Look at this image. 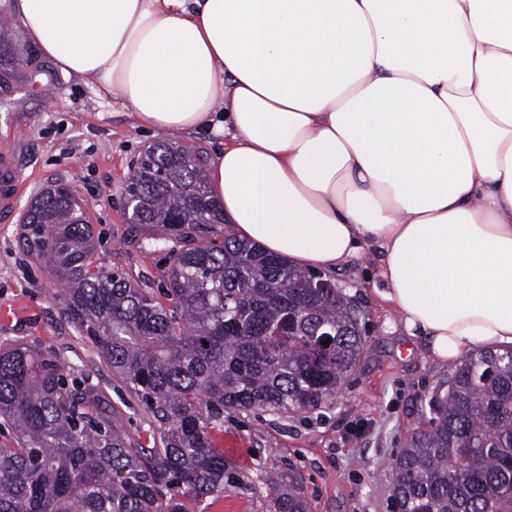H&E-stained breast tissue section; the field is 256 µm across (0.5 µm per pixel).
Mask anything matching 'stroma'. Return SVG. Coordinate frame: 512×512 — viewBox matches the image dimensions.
Listing matches in <instances>:
<instances>
[{"label": "stroma", "mask_w": 512, "mask_h": 512, "mask_svg": "<svg viewBox=\"0 0 512 512\" xmlns=\"http://www.w3.org/2000/svg\"><path fill=\"white\" fill-rule=\"evenodd\" d=\"M155 142L90 86L51 67L0 93V147L15 152L22 181L14 209L0 211V347L31 343L53 351L68 379L99 388L129 436L145 445L152 442L150 413L76 333L60 284L19 239L31 199L66 181L85 203L98 264L162 294L171 244L129 224L122 198L133 163ZM379 266L370 253L331 275L363 314L357 369L321 408L226 415L216 440L240 479L225 485L207 512H272L265 485L271 472L300 475L308 512H389L392 463L409 433L429 419L430 399L447 392L451 366L433 361L423 339L408 336L373 291Z\"/></svg>", "instance_id": "1"}]
</instances>
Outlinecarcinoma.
Masks as SVG:
<instances>
[{
	"instance_id": "cac0c4a2",
	"label": "carcinoma",
	"mask_w": 512,
	"mask_h": 512,
	"mask_svg": "<svg viewBox=\"0 0 512 512\" xmlns=\"http://www.w3.org/2000/svg\"><path fill=\"white\" fill-rule=\"evenodd\" d=\"M39 72L14 53L0 20V89ZM124 191L130 223L170 250L164 298L103 267L84 203L67 183L37 194L20 247L64 285L68 321L140 399L152 446L132 440L92 385L68 381L52 354L0 348V512H207L239 481L217 446L224 414L288 415L333 400L363 348L351 299L313 288V273L260 246L196 233L224 223L206 184L202 152L157 143L133 164ZM394 463L392 503L404 512H512V348L459 360L448 391L430 403ZM273 512H307L288 476Z\"/></svg>"
}]
</instances>
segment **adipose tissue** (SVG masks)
Here are the masks:
<instances>
[{
	"mask_svg": "<svg viewBox=\"0 0 512 512\" xmlns=\"http://www.w3.org/2000/svg\"><path fill=\"white\" fill-rule=\"evenodd\" d=\"M41 59L142 131L223 135L239 239L382 254L430 356L512 347V0H9Z\"/></svg>",
	"mask_w": 512,
	"mask_h": 512,
	"instance_id": "adipose-tissue-1",
	"label": "adipose tissue"
}]
</instances>
